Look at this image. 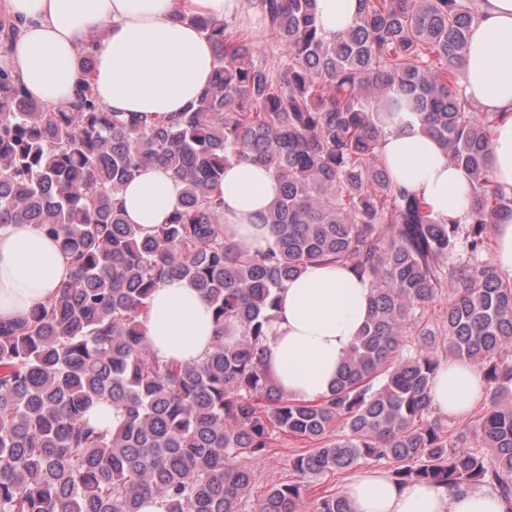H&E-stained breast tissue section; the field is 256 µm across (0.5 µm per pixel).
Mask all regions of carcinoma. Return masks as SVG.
I'll return each instance as SVG.
<instances>
[{
  "instance_id": "cac0c4a2",
  "label": "carcinoma",
  "mask_w": 512,
  "mask_h": 512,
  "mask_svg": "<svg viewBox=\"0 0 512 512\" xmlns=\"http://www.w3.org/2000/svg\"><path fill=\"white\" fill-rule=\"evenodd\" d=\"M359 3L327 41L312 0H255L284 50L269 63L232 23L176 15L211 40L218 66L195 105L162 121L107 111L88 79L64 105L31 98L6 61L18 24L0 13V228L38 225L74 266L57 294L0 324V512H140L150 496L170 512H299L308 479L363 462L400 485L492 492L512 512V280L483 258L512 194L488 159L505 114L475 109L459 78L473 0ZM395 85L468 176L464 232L379 159ZM240 160L282 185L263 248L224 235V166ZM149 165L184 192L143 231L117 198ZM317 263L367 277L371 310L331 394L305 402L272 383L263 357L276 293ZM170 277L212 307L199 363H163L148 346L149 297ZM442 287L439 330L428 306ZM439 346L489 393L454 433L429 396ZM99 401L122 412L117 431L86 417ZM275 434L315 447L294 458V479L258 493L253 463ZM312 512L353 510L324 489Z\"/></svg>"
}]
</instances>
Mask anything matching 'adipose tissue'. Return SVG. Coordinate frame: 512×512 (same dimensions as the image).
<instances>
[{
	"instance_id": "obj_1",
	"label": "adipose tissue",
	"mask_w": 512,
	"mask_h": 512,
	"mask_svg": "<svg viewBox=\"0 0 512 512\" xmlns=\"http://www.w3.org/2000/svg\"><path fill=\"white\" fill-rule=\"evenodd\" d=\"M19 22L8 57L27 93L58 106L69 102L82 78L79 57L91 30L103 35L94 49L92 83L111 112L166 119L185 111L209 86L216 68L212 42L195 26L173 21L177 11L219 20L247 17V0H5ZM359 0H314L315 23L325 39L354 24ZM477 18L462 63L469 99L506 113L493 130L490 165L498 187L512 192V0H476ZM398 112L380 113L379 157L394 183L423 199L432 216L448 223L469 211V184L443 147L421 131L417 112L399 88ZM184 185L162 166L140 169L119 196L128 223L147 230L179 208ZM281 191L271 170L250 161L224 169V233L257 247L272 237L260 219ZM73 269L57 242L34 224L0 229V322L8 324L52 296ZM368 279L336 264H315L287 283L267 328L264 366L289 398L328 395L369 312ZM151 352L164 363H196L210 351L217 327L207 300L184 279L161 283L149 300L145 324ZM484 379L471 364L441 366L430 395L451 417L467 415L482 399ZM354 512H506L489 492L446 490L426 483L398 485L366 469L346 486Z\"/></svg>"
}]
</instances>
